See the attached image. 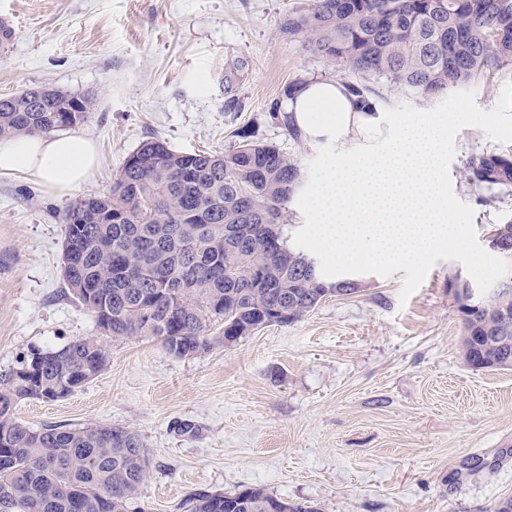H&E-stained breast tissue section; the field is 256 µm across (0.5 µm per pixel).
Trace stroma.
Listing matches in <instances>:
<instances>
[{
    "label": "stroma",
    "instance_id": "stroma-1",
    "mask_svg": "<svg viewBox=\"0 0 512 512\" xmlns=\"http://www.w3.org/2000/svg\"><path fill=\"white\" fill-rule=\"evenodd\" d=\"M309 0H0L14 36L0 46V95L50 85L93 99L77 133L98 163L75 193L47 195L0 176V377L33 347L93 337L106 369L58 401H21L33 428L121 426L149 450L139 512H191L200 492L259 487L319 512H493L512 496V369L462 359L463 315L438 261L407 303L403 272L358 275L300 321L273 324L190 357L156 338L101 334L62 276L77 199L110 193L126 156L150 137L181 151L231 149L238 132L300 163L316 147L275 124L295 79L355 81L282 25ZM450 176L475 211L478 239L512 219V191L468 183L467 161L512 153L482 130L455 139ZM190 421L199 432L179 434Z\"/></svg>",
    "mask_w": 512,
    "mask_h": 512
}]
</instances>
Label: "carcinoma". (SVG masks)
<instances>
[{
	"label": "carcinoma",
	"instance_id": "carcinoma-1",
	"mask_svg": "<svg viewBox=\"0 0 512 512\" xmlns=\"http://www.w3.org/2000/svg\"><path fill=\"white\" fill-rule=\"evenodd\" d=\"M315 54L360 75L352 95H377L380 79L424 96L464 88L512 65V0H310L282 26ZM69 105L71 111H60ZM94 104L38 86L0 97V138L75 127ZM468 182L512 188V154H482ZM302 186L296 159L239 134L224 152H180L147 139L128 154L107 196H87L63 215L69 293L114 338L156 337L178 358L272 324L296 322L324 297L357 292L330 281L315 257L288 244L286 210ZM467 310L462 359L475 369L512 364V296ZM217 335H212L214 324ZM40 361L31 378L21 370ZM108 364L95 338L32 348L0 382V512H129L149 476V453L124 427L30 428L17 403L73 394ZM192 512H318L247 487L202 492Z\"/></svg>",
	"mask_w": 512,
	"mask_h": 512
}]
</instances>
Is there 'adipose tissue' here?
<instances>
[{
	"instance_id": "obj_1",
	"label": "adipose tissue",
	"mask_w": 512,
	"mask_h": 512,
	"mask_svg": "<svg viewBox=\"0 0 512 512\" xmlns=\"http://www.w3.org/2000/svg\"><path fill=\"white\" fill-rule=\"evenodd\" d=\"M287 110L306 144L336 148L310 195L331 252L347 265L425 259L448 222L444 118L383 112L339 80L303 85ZM96 164L93 140L81 135L0 140V176L24 175L52 195L80 188Z\"/></svg>"
}]
</instances>
